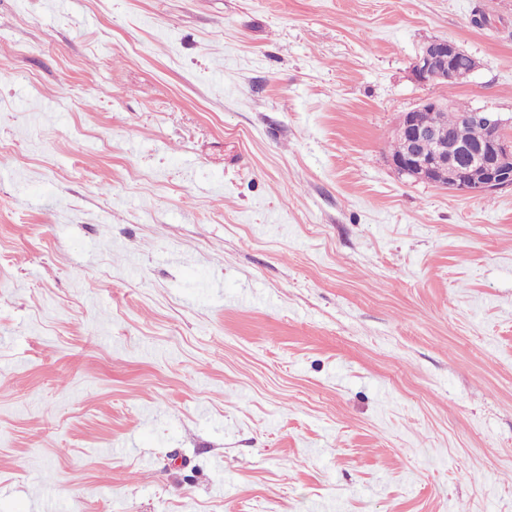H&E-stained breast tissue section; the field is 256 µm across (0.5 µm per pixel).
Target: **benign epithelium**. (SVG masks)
I'll use <instances>...</instances> for the list:
<instances>
[{
    "mask_svg": "<svg viewBox=\"0 0 512 512\" xmlns=\"http://www.w3.org/2000/svg\"><path fill=\"white\" fill-rule=\"evenodd\" d=\"M464 54L456 42L437 38L426 42L411 64L414 79L444 85L458 76L455 59ZM461 120L485 126L490 136L479 146L460 144L453 156L444 149L446 130L439 123L421 124L414 111L400 115L396 136L406 153L390 158L392 167L415 182L430 183L450 192L491 195L512 189V117L487 108L464 112Z\"/></svg>",
    "mask_w": 512,
    "mask_h": 512,
    "instance_id": "obj_1",
    "label": "benign epithelium"
}]
</instances>
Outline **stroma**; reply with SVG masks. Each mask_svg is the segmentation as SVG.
I'll return each instance as SVG.
<instances>
[{
    "mask_svg": "<svg viewBox=\"0 0 512 512\" xmlns=\"http://www.w3.org/2000/svg\"><path fill=\"white\" fill-rule=\"evenodd\" d=\"M427 97L512 116V0H0V512H512V189L393 169ZM464 49L456 42L437 38L427 41L411 64V72L418 83H436L444 85L453 81L458 76V71L469 70L471 63L473 72L477 67V61L464 55ZM458 55H461L457 57ZM457 57V58H456ZM456 59V61H455ZM457 83H448L451 87Z\"/></svg>",
    "mask_w": 512,
    "mask_h": 512,
    "instance_id": "1",
    "label": "stroma"
}]
</instances>
